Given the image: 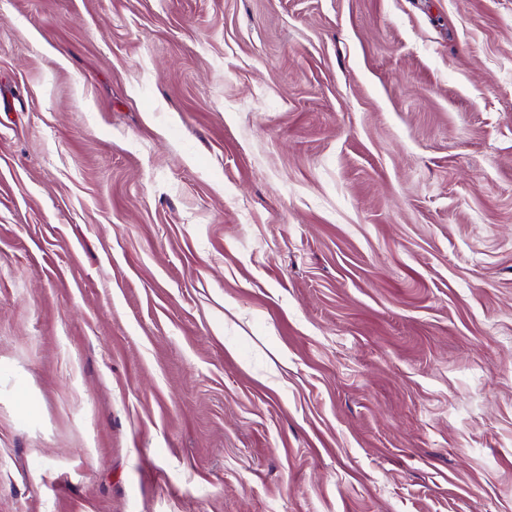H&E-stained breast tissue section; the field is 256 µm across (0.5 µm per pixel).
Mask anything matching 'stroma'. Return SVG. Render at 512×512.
<instances>
[{
    "label": "stroma",
    "instance_id": "stroma-1",
    "mask_svg": "<svg viewBox=\"0 0 512 512\" xmlns=\"http://www.w3.org/2000/svg\"><path fill=\"white\" fill-rule=\"evenodd\" d=\"M0 512H512V0H0Z\"/></svg>",
    "mask_w": 512,
    "mask_h": 512
}]
</instances>
